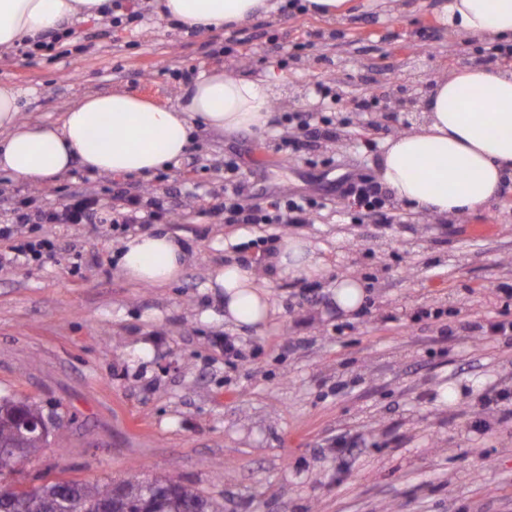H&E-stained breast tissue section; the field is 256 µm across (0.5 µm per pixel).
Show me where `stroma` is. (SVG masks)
<instances>
[{
  "label": "stroma",
  "instance_id": "obj_1",
  "mask_svg": "<svg viewBox=\"0 0 512 512\" xmlns=\"http://www.w3.org/2000/svg\"><path fill=\"white\" fill-rule=\"evenodd\" d=\"M447 2L403 0L393 16L355 7L335 22L280 10L243 23L250 41L228 54L229 30L174 28L147 0H121L138 13L120 27L93 17L35 55L0 50V84L23 90V117L47 122L115 89L174 106L192 67L277 78L261 129L198 127L178 165L146 178L76 165L57 181L95 190L107 209L113 191L140 194L165 212L155 225L20 226L19 240H54L44 259L0 244V397L57 417L17 481L175 476L216 512H512V331L485 330L512 320V171L486 208L461 216L400 200L388 225L352 223L340 207L311 224H224L202 210L231 181L263 207L289 193L337 199L344 176L378 175L385 144L420 118L437 77L512 64L453 31ZM320 81L340 96L337 135L283 160L286 118L320 111ZM352 93L371 95V111H350ZM152 227L189 253L164 287L130 281L114 258L129 233ZM291 236L312 244L325 276L280 271ZM233 260L272 293L261 327L226 322L209 286ZM339 275L365 284L351 318L333 301ZM228 337L239 356L225 354ZM501 391L510 400L481 408Z\"/></svg>",
  "mask_w": 512,
  "mask_h": 512
}]
</instances>
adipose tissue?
<instances>
[{"label": "adipose tissue", "instance_id": "ef3b65f1", "mask_svg": "<svg viewBox=\"0 0 512 512\" xmlns=\"http://www.w3.org/2000/svg\"><path fill=\"white\" fill-rule=\"evenodd\" d=\"M279 0H154L160 16L207 32L276 12ZM112 0H0V47L34 42L65 24L101 17ZM449 25L461 35L512 38V0H448ZM267 80L232 77L212 67L183 84L174 107L163 108L124 90L85 95L55 122L20 117L22 92L0 84V171L28 184L67 174L73 164L96 174L149 176L186 154L195 124L218 131L263 127L271 107ZM512 169V68L467 66L436 78L419 125L389 140L381 177L415 210L458 216L486 206ZM117 265L130 279L154 286L177 282L188 252L171 233L128 236ZM285 274L310 277L324 269L310 243L285 242ZM224 300V318L265 325L275 312L270 290L254 272L231 261L211 283Z\"/></svg>", "mask_w": 512, "mask_h": 512}]
</instances>
